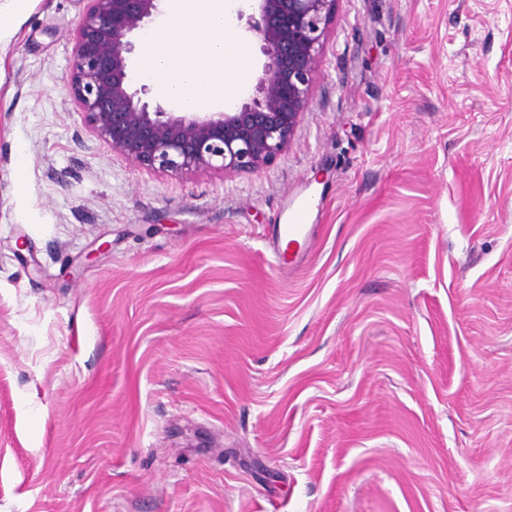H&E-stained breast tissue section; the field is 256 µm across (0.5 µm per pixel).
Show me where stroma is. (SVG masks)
<instances>
[{
    "instance_id": "1",
    "label": "stroma",
    "mask_w": 512,
    "mask_h": 512,
    "mask_svg": "<svg viewBox=\"0 0 512 512\" xmlns=\"http://www.w3.org/2000/svg\"><path fill=\"white\" fill-rule=\"evenodd\" d=\"M86 6L0 31V512H512V0H337L224 177L89 131ZM308 204L300 201L292 209L287 223L276 224L273 229V243L285 244L286 251L291 245H300V241L310 237L314 224H308Z\"/></svg>"
}]
</instances>
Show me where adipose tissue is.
I'll use <instances>...</instances> for the list:
<instances>
[{"label":"adipose tissue","mask_w":512,"mask_h":512,"mask_svg":"<svg viewBox=\"0 0 512 512\" xmlns=\"http://www.w3.org/2000/svg\"><path fill=\"white\" fill-rule=\"evenodd\" d=\"M237 0H163L144 39L138 79L186 112L228 108L251 77L245 43L231 18Z\"/></svg>","instance_id":"obj_1"}]
</instances>
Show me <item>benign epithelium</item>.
Instances as JSON below:
<instances>
[{"label": "benign epithelium", "instance_id": "benign-epithelium-1", "mask_svg": "<svg viewBox=\"0 0 512 512\" xmlns=\"http://www.w3.org/2000/svg\"><path fill=\"white\" fill-rule=\"evenodd\" d=\"M161 0H87L74 34L67 88L90 131L141 168L171 174L253 172L288 148L312 98L336 0H253L247 31L264 56L231 111L178 112L133 87L132 36Z\"/></svg>", "mask_w": 512, "mask_h": 512}]
</instances>
